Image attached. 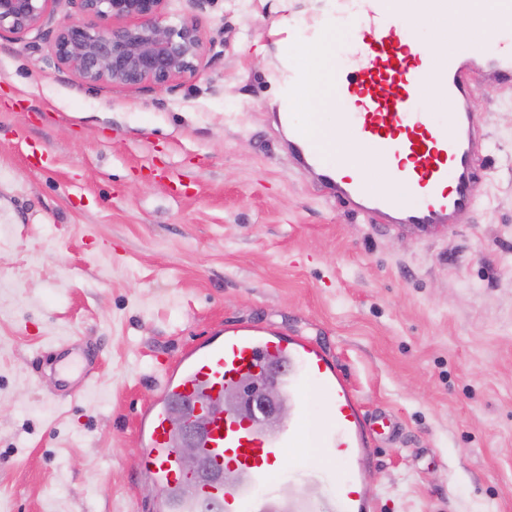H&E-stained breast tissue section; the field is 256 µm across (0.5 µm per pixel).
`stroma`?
Returning a JSON list of instances; mask_svg holds the SVG:
<instances>
[{
    "mask_svg": "<svg viewBox=\"0 0 512 512\" xmlns=\"http://www.w3.org/2000/svg\"><path fill=\"white\" fill-rule=\"evenodd\" d=\"M315 0H168L205 56L175 88H90L35 33L0 39V512H160L140 470L157 362L254 322L327 346L367 413L397 423L363 473L371 512H512V88L478 81L476 206L421 237L298 173L267 32ZM101 360L60 399L58 343ZM318 498L323 465L273 477Z\"/></svg>",
    "mask_w": 512,
    "mask_h": 512,
    "instance_id": "1",
    "label": "stroma"
}]
</instances>
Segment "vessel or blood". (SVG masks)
Segmentation results:
<instances>
[{
	"mask_svg": "<svg viewBox=\"0 0 512 512\" xmlns=\"http://www.w3.org/2000/svg\"><path fill=\"white\" fill-rule=\"evenodd\" d=\"M396 2L325 0L322 15L305 31L313 41L321 37L325 23L359 16L357 78L336 87L344 101L336 122L369 150L399 158L385 189L372 190L345 166L328 163L296 113L289 111V102L306 82L302 69L284 68L283 96L273 115L287 134L297 171L316 173L326 196L376 223L430 237L447 231L456 217L475 206L474 184L487 153L484 122L473 110L475 80L512 85V26L493 29L490 38L468 53L439 55L406 30ZM436 7L445 31L456 33L472 22L470 0H437ZM434 84L452 107L444 121L425 109ZM94 359L84 343L63 350L59 374L75 371L89 380ZM269 373L295 409L288 422L270 430L261 418L246 421L236 410H222L225 391ZM310 390L325 404L326 420L316 427L309 423ZM173 407L182 410L183 427L169 422ZM375 425L324 346L261 323H240L188 348L175 367L165 368L155 401L140 413L145 445L140 466L164 493L162 512H274L272 476L287 449L299 447L310 432L320 454L339 466L334 512H369L361 474L371 462L368 448ZM185 435L198 444L213 480L183 475L175 448Z\"/></svg>",
	"mask_w": 512,
	"mask_h": 512,
	"instance_id": "1",
	"label": "vessel or blood"
}]
</instances>
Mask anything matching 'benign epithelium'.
I'll return each instance as SVG.
<instances>
[{
    "instance_id": "1",
    "label": "benign epithelium",
    "mask_w": 512,
    "mask_h": 512,
    "mask_svg": "<svg viewBox=\"0 0 512 512\" xmlns=\"http://www.w3.org/2000/svg\"><path fill=\"white\" fill-rule=\"evenodd\" d=\"M56 2L0 0V37L40 32L50 40L57 65L90 87L149 84L171 89L200 69L204 44L199 31L186 20L169 23L167 0H73L79 18L67 21L55 20ZM224 408L248 416L261 409L271 427L288 414L276 384L267 378L241 387ZM177 453L187 471H200L193 440L183 441Z\"/></svg>"
}]
</instances>
